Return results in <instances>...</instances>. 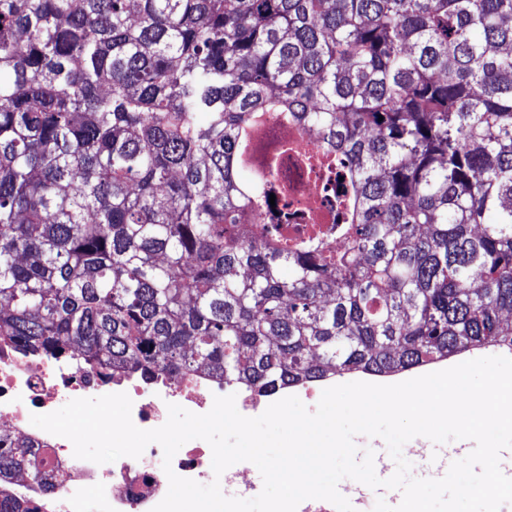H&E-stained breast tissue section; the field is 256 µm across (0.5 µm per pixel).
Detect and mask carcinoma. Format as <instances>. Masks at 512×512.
<instances>
[{
    "instance_id": "1",
    "label": "carcinoma",
    "mask_w": 512,
    "mask_h": 512,
    "mask_svg": "<svg viewBox=\"0 0 512 512\" xmlns=\"http://www.w3.org/2000/svg\"><path fill=\"white\" fill-rule=\"evenodd\" d=\"M263 114L342 177L289 247L245 227L294 151ZM505 313L512 0H0V343L266 396L512 345ZM269 139L279 140H297L300 142L302 152L312 155H321L322 147L320 138L313 131L284 126L272 117L268 121Z\"/></svg>"
}]
</instances>
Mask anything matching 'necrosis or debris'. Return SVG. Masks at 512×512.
<instances>
[{
  "label": "necrosis or debris",
  "mask_w": 512,
  "mask_h": 512,
  "mask_svg": "<svg viewBox=\"0 0 512 512\" xmlns=\"http://www.w3.org/2000/svg\"><path fill=\"white\" fill-rule=\"evenodd\" d=\"M276 174L288 184V210L297 218L288 225V234L310 228L315 221L330 223L323 188L332 177L325 167L306 166L291 154L280 159ZM111 393L129 396L132 420L144 430L163 425L171 404L204 414L215 397L232 394L242 415L254 416L260 408L258 395L204 371L172 374L163 370L151 380L121 371L106 376L75 358L25 355L0 343V438L24 440L32 446L31 457L11 483L13 495L26 502L29 512H151L165 497L169 483L159 444H149L137 459L122 457L97 464L76 458L68 439L30 422L31 415L56 411L72 399ZM172 468L177 475L202 484L216 479L221 486L237 487L247 495L261 490L259 481L246 479L239 463L214 476L212 449L201 439L185 443L174 456Z\"/></svg>",
  "instance_id": "4bbe7bcc"
}]
</instances>
